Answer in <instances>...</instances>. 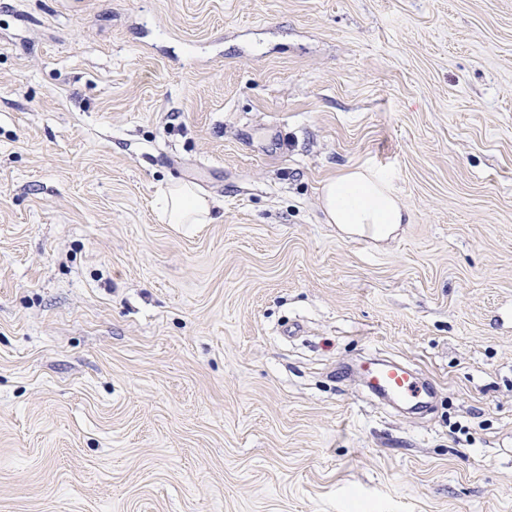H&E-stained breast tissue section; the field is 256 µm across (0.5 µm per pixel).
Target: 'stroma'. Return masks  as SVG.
I'll use <instances>...</instances> for the list:
<instances>
[{
    "mask_svg": "<svg viewBox=\"0 0 512 512\" xmlns=\"http://www.w3.org/2000/svg\"><path fill=\"white\" fill-rule=\"evenodd\" d=\"M0 512H512V0H0ZM320 201L326 223L347 233L369 227L372 240L387 238L410 220L387 181L365 167L350 168L326 181ZM162 204L170 224H205L209 221L210 202L188 184L172 185ZM369 390L381 397L413 403L423 407L432 397L428 383L406 366L394 363H370L366 369Z\"/></svg>",
    "mask_w": 512,
    "mask_h": 512,
    "instance_id": "obj_1",
    "label": "stroma"
}]
</instances>
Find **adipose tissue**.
I'll return each instance as SVG.
<instances>
[{"label":"adipose tissue","instance_id":"1","mask_svg":"<svg viewBox=\"0 0 512 512\" xmlns=\"http://www.w3.org/2000/svg\"><path fill=\"white\" fill-rule=\"evenodd\" d=\"M325 221L346 232L367 227L375 240L387 238L410 220L407 209L387 181L365 167L344 171L322 187ZM211 204L190 185L177 183L163 199L162 209L172 224L207 223Z\"/></svg>","mask_w":512,"mask_h":512}]
</instances>
